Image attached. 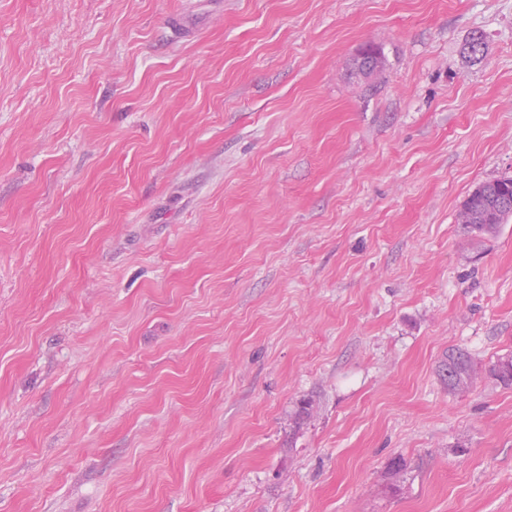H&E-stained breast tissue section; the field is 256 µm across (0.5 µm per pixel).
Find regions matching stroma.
<instances>
[{"label":"stroma","instance_id":"1","mask_svg":"<svg viewBox=\"0 0 512 512\" xmlns=\"http://www.w3.org/2000/svg\"><path fill=\"white\" fill-rule=\"evenodd\" d=\"M501 178L512 0H0V512H512ZM512 220V178L478 185L461 203L457 222L472 240L496 233L499 224ZM436 372L443 385L453 393L471 390L479 376L486 372L504 387H512V355L500 357L488 370H483L469 352L451 348L438 361Z\"/></svg>","mask_w":512,"mask_h":512}]
</instances>
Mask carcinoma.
I'll list each match as a JSON object with an SVG mask.
<instances>
[{"label": "carcinoma", "mask_w": 512, "mask_h": 512, "mask_svg": "<svg viewBox=\"0 0 512 512\" xmlns=\"http://www.w3.org/2000/svg\"><path fill=\"white\" fill-rule=\"evenodd\" d=\"M512 220V178L497 179L478 185L461 203L457 223L471 239L480 241L496 233L499 225ZM436 372L448 391L471 390L478 378L489 374L499 384L512 387V355L500 357L483 370L469 352L461 348L446 351Z\"/></svg>", "instance_id": "carcinoma-1"}]
</instances>
